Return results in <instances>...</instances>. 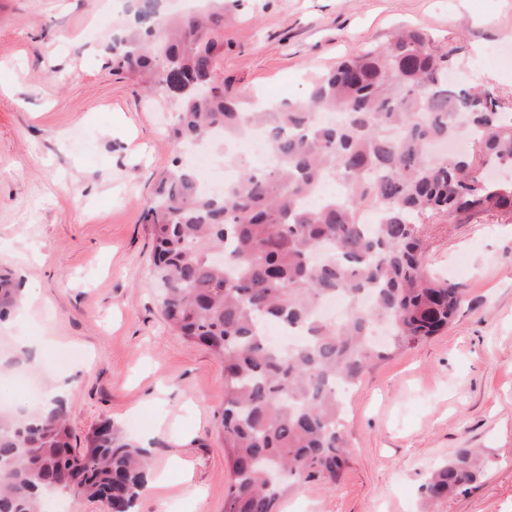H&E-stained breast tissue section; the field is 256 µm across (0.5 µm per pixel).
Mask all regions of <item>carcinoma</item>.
I'll return each instance as SVG.
<instances>
[{"mask_svg": "<svg viewBox=\"0 0 512 512\" xmlns=\"http://www.w3.org/2000/svg\"><path fill=\"white\" fill-rule=\"evenodd\" d=\"M160 0H135V26L105 47L112 70L170 102L169 139H238L267 132L275 165L244 169L231 196H208L196 172L174 158L144 203L154 276L170 326L224 364V453L231 481L224 512H277L309 482L339 485L351 460L336 382L360 384L379 363L448 329L462 289L424 267L423 220L512 216V185L484 183L483 166L512 173V116L488 90L448 88L455 48L419 30L395 34L314 77L303 98L250 106L224 75L226 0L175 17ZM470 111L460 126L455 115ZM342 114L324 125L321 113ZM467 136L473 154L429 157L431 144ZM325 175L339 197L305 204ZM374 209L368 231L359 214ZM324 254L321 263L312 253ZM341 294L343 320L316 314ZM0 275V319L21 300ZM278 323L305 341L284 352L264 335ZM150 451L105 420L72 445L63 401L0 411V512H42L52 493L104 498L137 512ZM487 460L463 448L434 466L421 490L437 502L466 492Z\"/></svg>", "mask_w": 512, "mask_h": 512, "instance_id": "cac0c4a2", "label": "carcinoma"}]
</instances>
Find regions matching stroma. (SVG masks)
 Wrapping results in <instances>:
<instances>
[{
    "label": "stroma",
    "instance_id": "35a3bbf8",
    "mask_svg": "<svg viewBox=\"0 0 512 512\" xmlns=\"http://www.w3.org/2000/svg\"><path fill=\"white\" fill-rule=\"evenodd\" d=\"M129 11L105 0H0V268L29 299L0 321V384L27 398L65 378L74 443L112 419L179 458L224 512V372L172 330L153 280L142 202L176 155L169 107L113 74L104 51ZM455 47L451 76L512 92V0H239L224 23V71L247 93L302 97L312 76L395 32ZM426 265L459 284L455 325L377 365L345 398L350 467L310 482L280 512H512V221L426 227ZM463 448L489 469L477 489L428 508L427 473Z\"/></svg>",
    "mask_w": 512,
    "mask_h": 512
}]
</instances>
